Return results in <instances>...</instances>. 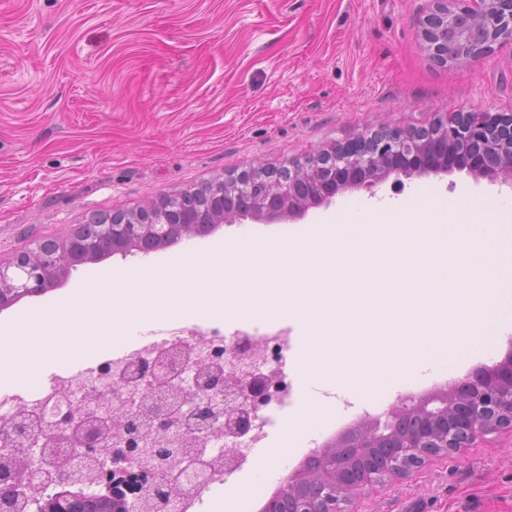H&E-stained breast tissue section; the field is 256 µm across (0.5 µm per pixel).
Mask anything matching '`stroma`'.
<instances>
[{
    "mask_svg": "<svg viewBox=\"0 0 512 512\" xmlns=\"http://www.w3.org/2000/svg\"><path fill=\"white\" fill-rule=\"evenodd\" d=\"M426 0H0V259L59 239L90 214L148 207L202 184L280 167L382 127L451 112L512 113V41L476 62L434 65L414 26ZM507 195L465 171L348 189L305 221L345 222L359 203ZM133 252L73 267L61 285L0 311L70 294ZM394 400L325 418L308 446L283 432L296 405L264 407L265 453L288 464ZM356 512H512V430L389 483Z\"/></svg>",
    "mask_w": 512,
    "mask_h": 512,
    "instance_id": "obj_1",
    "label": "stroma"
}]
</instances>
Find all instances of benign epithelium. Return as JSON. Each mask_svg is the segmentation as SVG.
Masks as SVG:
<instances>
[{
	"label": "benign epithelium",
	"mask_w": 512,
	"mask_h": 512,
	"mask_svg": "<svg viewBox=\"0 0 512 512\" xmlns=\"http://www.w3.org/2000/svg\"><path fill=\"white\" fill-rule=\"evenodd\" d=\"M416 21L418 37L439 66L467 64L512 40V0H428ZM468 170L512 189V113L453 112L428 127H385L292 167L258 166L196 189L202 204L165 202L130 214L95 215L66 238L41 241L0 263V310L52 287L80 258L153 252L183 235L205 236L222 224L297 221L329 205L346 189L369 191L390 176ZM185 351L137 361L132 372L105 367L112 389L92 385L84 405L56 406L49 419L20 412L0 425V447L20 452L0 463V512H130L141 502L168 512L173 496L198 493L218 468L235 467L232 454L206 457L220 437L244 436L276 392L263 374L224 371L217 357L174 370ZM152 389L137 403L126 395L143 377ZM512 428V355L448 387L400 399L386 417L365 416L351 431L324 444L314 470L300 469L262 512H351L362 496L408 480L431 461L458 454L477 438ZM190 436L171 444V434ZM95 475L72 463L98 460ZM107 488L87 490V481Z\"/></svg>",
	"instance_id": "benign-epithelium-1"
}]
</instances>
